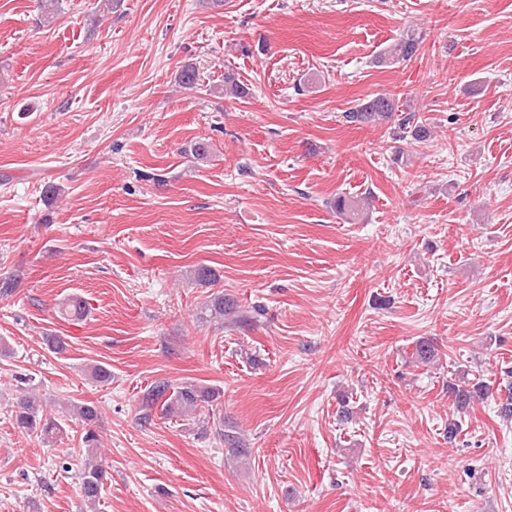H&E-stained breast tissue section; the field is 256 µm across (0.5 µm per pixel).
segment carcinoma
<instances>
[{
  "label": "carcinoma",
  "instance_id": "1",
  "mask_svg": "<svg viewBox=\"0 0 512 512\" xmlns=\"http://www.w3.org/2000/svg\"><path fill=\"white\" fill-rule=\"evenodd\" d=\"M418 46L419 38L415 33L408 32L379 57L378 63L392 65L410 59L417 53ZM397 108L393 97L380 94L345 112L344 118L349 124H376L391 119ZM399 127L408 131L411 138L417 142L426 140L429 135L428 128L414 112L405 113L399 119ZM364 205L365 200L361 198H336V211L343 215H355L362 211ZM208 310L214 318L222 317L235 323L246 321L235 300L222 295L211 300ZM412 358L419 364L428 365L438 358V347L433 341L422 338L415 343ZM502 381L506 396L498 404V416L508 422L512 421V370L504 371ZM489 390L490 385L480 378L475 377L468 381L458 379L448 383V398L460 412L468 409L476 399L486 396ZM222 394L223 391L217 387H202L191 382L174 385L168 381H158L142 396L139 405L140 419L150 420L157 408L166 417L174 414L186 417L199 409L213 406ZM70 412L88 426L80 438V451L85 457L80 480L82 499L85 506L93 512L100 502L105 476L102 459L98 454V435L91 429L92 423L98 419V411L93 405L81 403L70 405ZM15 424L26 432H38L47 440L54 439L64 432L62 420L52 413H44L40 400L33 393L24 395L17 401Z\"/></svg>",
  "mask_w": 512,
  "mask_h": 512
}]
</instances>
